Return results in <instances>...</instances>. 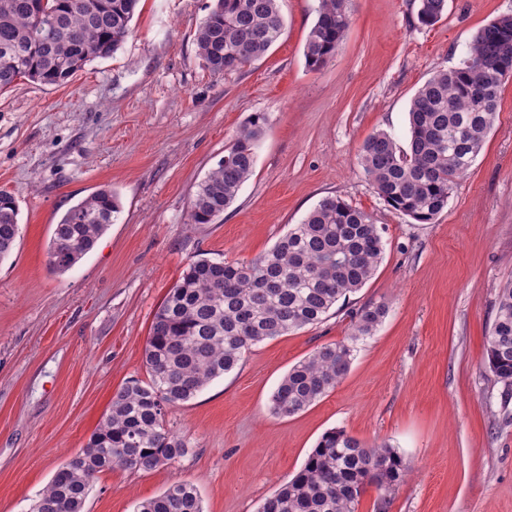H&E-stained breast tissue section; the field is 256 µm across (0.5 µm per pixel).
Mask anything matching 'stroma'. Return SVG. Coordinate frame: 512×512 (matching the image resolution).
<instances>
[{
    "label": "stroma",
    "mask_w": 512,
    "mask_h": 512,
    "mask_svg": "<svg viewBox=\"0 0 512 512\" xmlns=\"http://www.w3.org/2000/svg\"><path fill=\"white\" fill-rule=\"evenodd\" d=\"M210 3L140 0L112 56L63 84L22 81L0 95V191L16 197L20 223L0 263V512H30L113 395L145 378L154 314L191 261L251 260L328 195L375 217L385 252L372 278L323 323L253 346L172 408L184 455L102 474L86 512H136L183 482L203 512H258L335 427L408 459L386 512H512V417L483 348L497 289L512 279V80L432 223L389 208L357 156L377 130L405 142L417 89L457 65L480 27L512 14V0H448L429 27L418 0H350L346 39L318 71L304 58L318 0H280L276 44L221 76L195 43ZM257 112L266 124L252 176L221 219L188 223L198 184ZM102 186L120 199L117 220L72 269L52 272L54 224ZM369 302L388 313L357 342L345 379L295 416L272 415L288 370L347 338L352 311Z\"/></svg>",
    "instance_id": "35a3bbf8"
}]
</instances>
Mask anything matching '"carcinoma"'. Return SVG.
Here are the masks:
<instances>
[{
  "label": "carcinoma",
  "instance_id": "cac0c4a2",
  "mask_svg": "<svg viewBox=\"0 0 512 512\" xmlns=\"http://www.w3.org/2000/svg\"><path fill=\"white\" fill-rule=\"evenodd\" d=\"M139 0H0V93L28 80L60 85L96 59L110 57L131 32ZM448 0H418L417 20L430 26ZM350 24L349 0H319L304 46L318 71L336 54ZM279 0H213L196 31L205 67L235 71L267 54L279 39ZM512 77V14L481 27L460 62L433 73L409 108L407 146L376 132L359 163L377 195L395 212L431 223L476 161L498 117L501 90ZM265 117L252 115L193 196L190 224H213L252 175ZM121 212L118 196L99 189L54 225L48 249L55 273L72 269ZM13 194L0 192V261L20 235ZM384 242L373 216L325 196L274 246L246 262L199 258L170 288L151 323L145 380L112 397L87 445L53 475L33 512H84L92 484L116 468L152 471L184 454L186 443L166 425L168 411L236 368L252 347L322 323L336 303L374 274ZM388 312L369 303L355 312L347 341L324 344L292 366L270 399L271 413L291 417L333 391L350 370L354 343L377 330ZM484 364L512 401V279L500 285L485 336ZM410 472L399 449L369 444L343 429L322 434L300 470L265 500L260 512H358L370 485L382 495L375 512ZM137 512H202L197 489L177 483L141 502Z\"/></svg>",
  "mask_w": 512,
  "mask_h": 512
}]
</instances>
